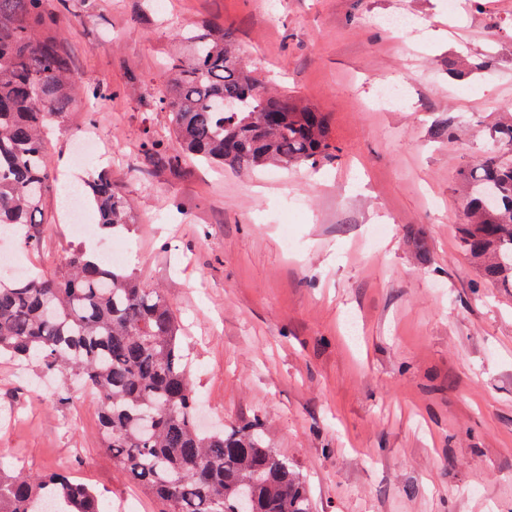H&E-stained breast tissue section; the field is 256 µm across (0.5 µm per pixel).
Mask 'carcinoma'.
Listing matches in <instances>:
<instances>
[{"label":"carcinoma","mask_w":512,"mask_h":512,"mask_svg":"<svg viewBox=\"0 0 512 512\" xmlns=\"http://www.w3.org/2000/svg\"><path fill=\"white\" fill-rule=\"evenodd\" d=\"M48 0H0V230L38 247L35 231L54 176L47 125L83 86L52 29ZM187 55L168 58L158 91L181 153L220 167L316 166L335 158L326 117L273 95L216 25L179 33ZM487 156L461 173L462 248L484 279L512 288V121L495 127ZM99 229L127 224L131 199L105 171L84 184ZM170 301L117 264L85 250L26 280L0 279V355L58 373L60 390L93 394L107 449L166 512H312L309 490L261 423L201 429L200 401ZM0 512H102L90 485L63 473H10L0 462Z\"/></svg>","instance_id":"carcinoma-1"}]
</instances>
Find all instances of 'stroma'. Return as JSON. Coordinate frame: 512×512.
<instances>
[{
	"label": "stroma",
	"mask_w": 512,
	"mask_h": 512,
	"mask_svg": "<svg viewBox=\"0 0 512 512\" xmlns=\"http://www.w3.org/2000/svg\"><path fill=\"white\" fill-rule=\"evenodd\" d=\"M167 2L51 4L77 81L110 90L50 126L52 168L62 184L107 170L131 223L75 235L51 193L44 250L0 245L27 277L74 248L118 247L172 303L207 420L260 421L313 512H512V288L485 283L460 247V172L485 156L497 113H512V0ZM394 12L417 27L387 29ZM204 23L233 30L271 87L324 112L335 160L169 162L177 144L154 93L175 34ZM452 60L464 77H449ZM387 82L404 85L402 106L373 108ZM90 132L112 152L80 167ZM149 138L157 156L141 151ZM4 410L20 416L0 421L6 467L66 468L111 512H162L105 448L87 391L59 401L37 365L1 356Z\"/></svg>",
	"instance_id": "obj_1"
}]
</instances>
